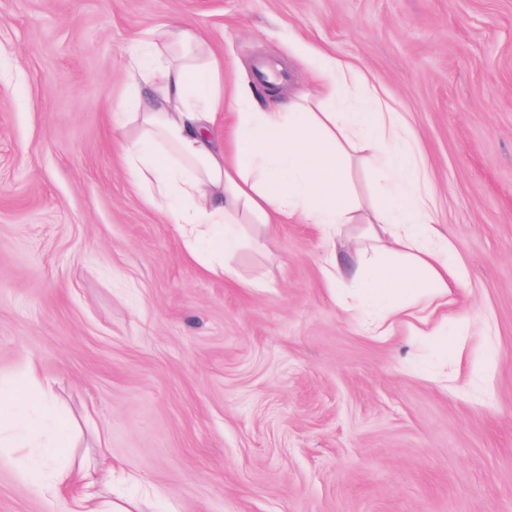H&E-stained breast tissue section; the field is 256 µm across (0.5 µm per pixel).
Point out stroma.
I'll list each match as a JSON object with an SVG mask.
<instances>
[{"label":"stroma","instance_id":"1","mask_svg":"<svg viewBox=\"0 0 512 512\" xmlns=\"http://www.w3.org/2000/svg\"><path fill=\"white\" fill-rule=\"evenodd\" d=\"M174 24L225 96L329 56L402 112L472 328L368 337L311 224L237 281L188 258L111 123L127 47ZM30 362L131 512H512V0H0V376ZM20 468L0 450V512H57Z\"/></svg>","mask_w":512,"mask_h":512}]
</instances>
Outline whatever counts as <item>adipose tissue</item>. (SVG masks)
Instances as JSON below:
<instances>
[{"mask_svg":"<svg viewBox=\"0 0 512 512\" xmlns=\"http://www.w3.org/2000/svg\"><path fill=\"white\" fill-rule=\"evenodd\" d=\"M188 29L171 27L130 50L133 91L114 116L139 135L123 147V163L145 201L174 224L185 252L212 274L239 280L235 256L251 224L295 220L317 225L327 244L321 272L329 287L352 280V305L378 311L368 334L387 336L410 301L433 305L449 282H461L448 242L431 222L435 190L411 150L404 117L378 92L355 93L352 70L332 58L317 65L316 93H300L286 111L264 110L253 90L222 91L221 66L204 58ZM231 108L230 138L216 133ZM368 152L381 191L362 205L345 176L350 152ZM361 225L366 248L345 258L336 241ZM375 259H368V252ZM21 382L0 379V447L34 448L22 470L37 496L60 512H130L114 500L111 469L68 460L69 425L49 382L25 366Z\"/></svg>","mask_w":512,"mask_h":512,"instance_id":"obj_1","label":"adipose tissue"}]
</instances>
